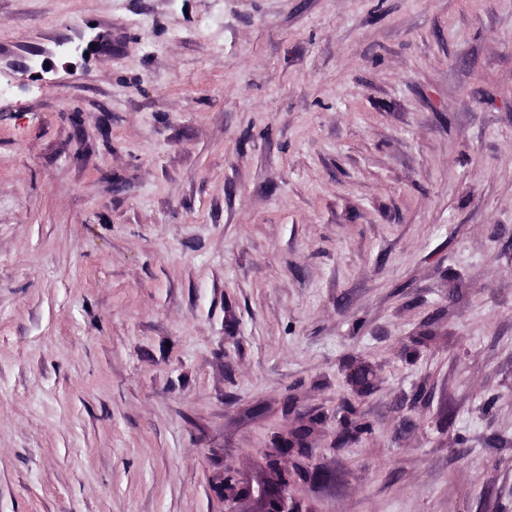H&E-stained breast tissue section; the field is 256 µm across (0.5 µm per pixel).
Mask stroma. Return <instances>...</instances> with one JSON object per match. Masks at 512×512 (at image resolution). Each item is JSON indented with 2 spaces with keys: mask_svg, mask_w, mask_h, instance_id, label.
Returning <instances> with one entry per match:
<instances>
[{
  "mask_svg": "<svg viewBox=\"0 0 512 512\" xmlns=\"http://www.w3.org/2000/svg\"><path fill=\"white\" fill-rule=\"evenodd\" d=\"M80 18L112 49L56 83ZM2 39L0 512H226L271 459L301 512H512V0H0Z\"/></svg>",
  "mask_w": 512,
  "mask_h": 512,
  "instance_id": "obj_1",
  "label": "stroma"
}]
</instances>
